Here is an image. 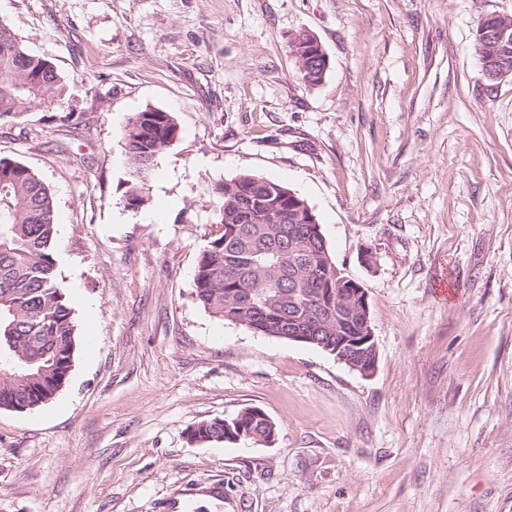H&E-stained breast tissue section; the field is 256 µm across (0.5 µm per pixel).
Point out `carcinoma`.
<instances>
[{
    "instance_id": "carcinoma-1",
    "label": "carcinoma",
    "mask_w": 512,
    "mask_h": 512,
    "mask_svg": "<svg viewBox=\"0 0 512 512\" xmlns=\"http://www.w3.org/2000/svg\"><path fill=\"white\" fill-rule=\"evenodd\" d=\"M318 65L298 70L306 85H318ZM67 84L54 64L29 51L0 21V123L29 108L56 107ZM178 134L173 115L147 107L123 129L128 157L126 207L149 201V180L164 150ZM282 184L242 174L210 185L206 192L216 226L198 254L197 302L212 316L258 335L281 337L300 328L308 345L336 351V315L321 309L318 293L346 276L324 235L304 230L305 199L285 196ZM55 211L46 184L28 167L0 157V409L19 411L51 400L65 385L77 348L72 309L55 277ZM203 420L189 431L197 443L233 442L239 432L253 443L273 432L268 416L247 407L229 420Z\"/></svg>"
}]
</instances>
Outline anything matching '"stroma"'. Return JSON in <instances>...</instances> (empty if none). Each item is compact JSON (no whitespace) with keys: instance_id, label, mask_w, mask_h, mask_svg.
<instances>
[{"instance_id":"35a3bbf8","label":"stroma","mask_w":512,"mask_h":512,"mask_svg":"<svg viewBox=\"0 0 512 512\" xmlns=\"http://www.w3.org/2000/svg\"><path fill=\"white\" fill-rule=\"evenodd\" d=\"M491 13L512 0H0L84 115L0 125V157L53 193L79 336L51 401L0 410V512H512V78L486 82L474 49ZM301 31L329 60L316 86ZM148 105L179 136L132 210L123 128ZM244 173L301 194L365 288L371 375L197 303L201 188ZM249 406L272 444L189 441ZM309 34L314 38L311 40V42L309 44H308L309 36L307 34V31H303V32L297 33L292 38L290 45H289V49H290V53L292 55L294 54L295 51H302L303 57L306 54L305 58L302 57L301 53H295L293 55L295 58H298L300 60L299 61L300 66H299L298 72H297L298 79L301 80V82H303L306 85H318L322 82V80L325 76V73H326V71H325V73L322 74L321 69L315 70L316 68H320L321 65H316L314 63L309 65V61H306L305 62L306 70L303 71L302 67H301L303 65V62L306 60V58H312L315 54H323V53L325 54L318 39L311 33H309ZM306 45H307L306 48L314 47V49L315 48H318V49L314 50L313 52L306 53L307 49L304 48ZM324 59L326 62L328 61L326 54H325Z\"/></svg>"}]
</instances>
